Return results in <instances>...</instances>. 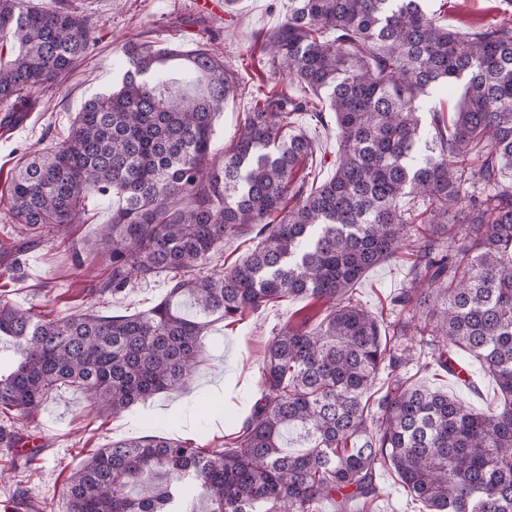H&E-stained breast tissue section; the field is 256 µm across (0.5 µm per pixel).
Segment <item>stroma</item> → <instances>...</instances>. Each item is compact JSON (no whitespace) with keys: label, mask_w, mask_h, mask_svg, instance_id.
I'll use <instances>...</instances> for the list:
<instances>
[{"label":"stroma","mask_w":512,"mask_h":512,"mask_svg":"<svg viewBox=\"0 0 512 512\" xmlns=\"http://www.w3.org/2000/svg\"><path fill=\"white\" fill-rule=\"evenodd\" d=\"M71 10L87 18L91 48L77 66L53 87L40 90L36 112L8 133H0V263L22 250V278L0 279V301L9 302L48 319H56L88 307L106 315L145 310L161 300L167 286L156 278L130 288L118 298L95 297L92 285L109 274L108 262L95 241L100 225L112 221V199L94 196L84 203L79 223L65 238L21 249V237L4 217L6 178L37 148L50 146L67 135L76 113L96 94L116 85L120 65L117 46L130 36L164 47L179 45L191 50L204 43L223 53L243 92L228 100L215 120L217 146H229L237 136L249 107L250 93L258 85L273 82L255 45L256 33L276 26L288 13V0H238L225 11L224 0H65ZM427 9L442 24L459 33L512 20V0H425ZM301 129L313 138L315 150L300 173L307 183L321 184L336 168L338 140L335 124L320 126L302 115ZM405 256L370 269L356 285V297L369 309L387 306L400 288L406 287ZM323 312L315 300L288 299L246 315L240 322L214 324L210 336L215 346L200 365L191 390L159 394L144 406L156 423L173 422L171 435L193 440L202 448L223 443L226 434L238 431L247 406L259 396V361L274 332ZM406 370L417 383L447 391L474 410L491 408L496 387L485 378L480 363L470 370L480 387L472 393L454 377L435 375L419 362ZM143 425L127 415L100 417L91 413L83 391L64 385L52 392L27 434L39 444L37 468L25 465L17 450L0 447V506L15 504L17 512H65L66 485L71 470L107 444L144 435Z\"/></svg>","instance_id":"obj_1"}]
</instances>
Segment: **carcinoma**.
I'll list each match as a JSON object with an SVG mask.
<instances>
[{"mask_svg":"<svg viewBox=\"0 0 512 512\" xmlns=\"http://www.w3.org/2000/svg\"><path fill=\"white\" fill-rule=\"evenodd\" d=\"M264 66L312 96L262 89L233 144L213 125L237 74L204 45L121 44L118 89L88 100L65 140L10 173L8 216L27 243H53L90 194L110 195L96 244L117 296L163 275L166 296L123 315L86 309L45 320L0 303V447L61 385L115 417L187 388L211 324L285 299L325 306L282 327L261 356L260 397L222 448L145 435L98 449L70 474L68 512H373L376 472L392 468L421 512H512V27L468 36L421 0H288L258 35ZM84 19L51 0H0V112L24 118L89 48ZM465 79L451 115L422 117L423 98ZM340 150L314 190L297 179L313 141L295 116L326 123ZM256 229L254 249L204 272L224 242ZM406 249L412 287L389 314L366 309L354 285ZM420 350L435 367L479 362L497 386L484 412L410 381ZM386 390L374 394L380 376ZM163 482L132 494L144 476Z\"/></svg>","mask_w":512,"mask_h":512,"instance_id":"obj_1","label":"carcinoma"}]
</instances>
